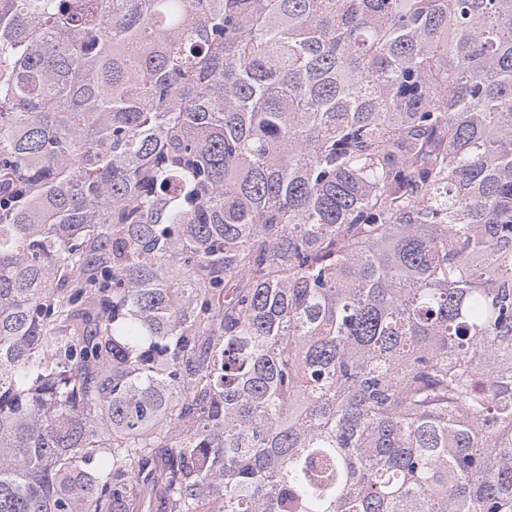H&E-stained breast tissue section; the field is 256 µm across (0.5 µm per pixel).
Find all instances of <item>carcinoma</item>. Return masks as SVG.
Returning <instances> with one entry per match:
<instances>
[{
  "mask_svg": "<svg viewBox=\"0 0 512 512\" xmlns=\"http://www.w3.org/2000/svg\"><path fill=\"white\" fill-rule=\"evenodd\" d=\"M0 512H512V0H0Z\"/></svg>",
  "mask_w": 512,
  "mask_h": 512,
  "instance_id": "carcinoma-1",
  "label": "carcinoma"
}]
</instances>
